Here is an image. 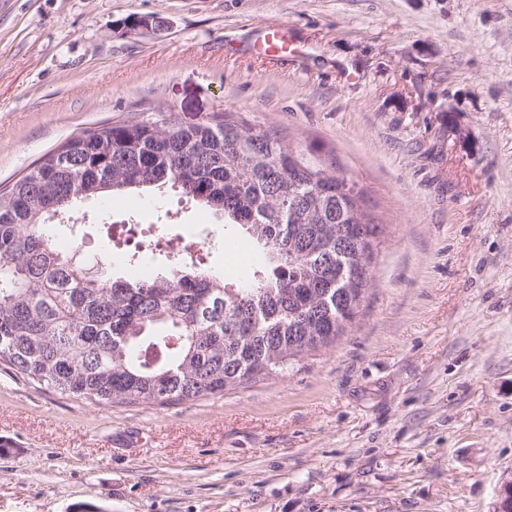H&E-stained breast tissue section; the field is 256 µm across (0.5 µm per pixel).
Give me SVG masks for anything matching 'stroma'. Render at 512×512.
<instances>
[{
	"label": "stroma",
	"mask_w": 512,
	"mask_h": 512,
	"mask_svg": "<svg viewBox=\"0 0 512 512\" xmlns=\"http://www.w3.org/2000/svg\"><path fill=\"white\" fill-rule=\"evenodd\" d=\"M137 16L156 30L133 31ZM298 46L258 51L265 26ZM227 112L340 170L382 225L348 332L287 372L166 407L0 368V512H496L512 478V0H0V190L66 139ZM246 277L250 245L171 191L88 199ZM56 246L133 280L101 225Z\"/></svg>",
	"instance_id": "35a3bbf8"
}]
</instances>
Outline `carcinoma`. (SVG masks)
Here are the masks:
<instances>
[{
    "instance_id": "obj_1",
    "label": "carcinoma",
    "mask_w": 512,
    "mask_h": 512,
    "mask_svg": "<svg viewBox=\"0 0 512 512\" xmlns=\"http://www.w3.org/2000/svg\"><path fill=\"white\" fill-rule=\"evenodd\" d=\"M139 188H170L265 250L241 285L203 258L132 282L89 273L57 250L55 219ZM355 224L372 236L350 240ZM379 225L341 171L223 113L107 123L45 154L0 190V365L99 408L163 407L280 373L331 345L372 285Z\"/></svg>"
}]
</instances>
